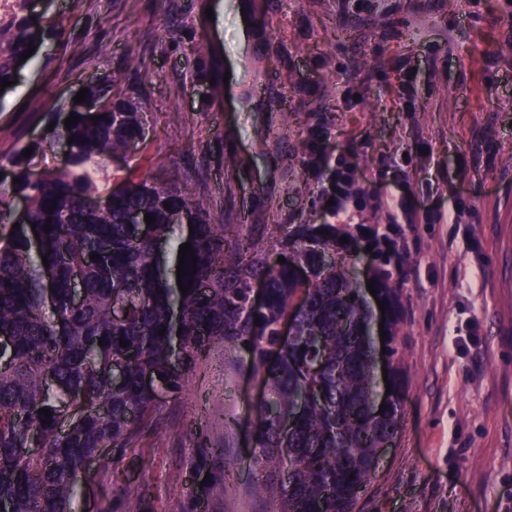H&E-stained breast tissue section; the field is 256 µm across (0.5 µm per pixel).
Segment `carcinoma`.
<instances>
[{
    "instance_id": "obj_1",
    "label": "carcinoma",
    "mask_w": 512,
    "mask_h": 512,
    "mask_svg": "<svg viewBox=\"0 0 512 512\" xmlns=\"http://www.w3.org/2000/svg\"><path fill=\"white\" fill-rule=\"evenodd\" d=\"M45 35L25 17L0 19V81L15 79L22 54ZM92 91L102 118L81 112L70 129L53 128L60 141L73 137L67 163L32 182L33 158L22 151L37 147L24 144L10 158L17 182L0 188L3 226L11 223L10 196L29 201L24 223L0 231V332L11 338L0 365V502L11 512H74L87 461L102 448L128 447L151 422L158 398L182 391L222 344L243 355L268 392L255 408L254 460L266 473L263 489L274 512H354L377 469L376 448L402 427V402H387L378 414L375 368L386 355L389 377L404 386L402 258L388 250L371 258L368 275L387 313L380 338L353 273L360 236L334 224H282L273 242L228 236L226 225L202 212L186 190L137 176L146 140L139 103L113 96L110 80ZM112 155L135 165L103 186L91 167ZM100 198L106 203L98 204ZM183 208L198 220L192 233L178 235L173 215ZM135 211L156 221L128 223ZM186 242L197 262H185L182 283L191 286L183 296L170 286L164 259L178 264ZM272 255L285 262H270ZM77 276L78 305L71 300ZM257 280L265 296L255 306L250 285ZM176 309L182 349L173 374ZM288 318L293 336L283 342L279 325ZM147 371L160 381L152 390L142 384ZM42 407L51 412L45 425ZM68 414L77 420L63 434ZM34 435L40 452L26 456L22 449Z\"/></svg>"
}]
</instances>
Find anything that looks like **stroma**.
<instances>
[{
	"label": "stroma",
	"instance_id": "35a3bbf8",
	"mask_svg": "<svg viewBox=\"0 0 512 512\" xmlns=\"http://www.w3.org/2000/svg\"><path fill=\"white\" fill-rule=\"evenodd\" d=\"M35 0L48 35L0 93V166L89 83L140 102V171L177 172L229 233L365 224L403 258V426L355 512H512V0ZM412 99L399 98L401 79ZM355 169L361 206L334 213L327 177ZM428 217L408 223L398 183ZM251 372L216 346L151 426L80 483V512H268L257 490ZM224 443L203 486L199 450ZM181 474L174 482L173 474Z\"/></svg>",
	"mask_w": 512,
	"mask_h": 512
}]
</instances>
